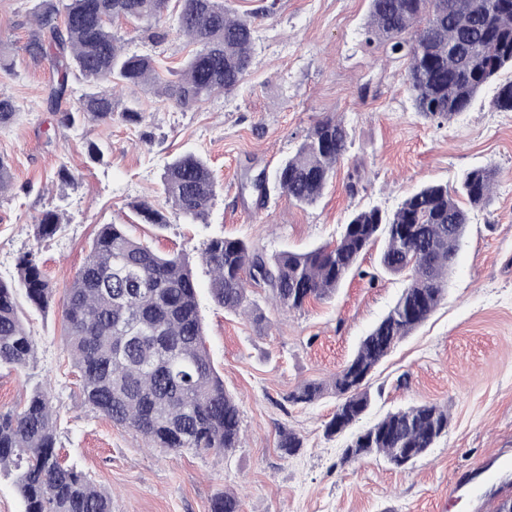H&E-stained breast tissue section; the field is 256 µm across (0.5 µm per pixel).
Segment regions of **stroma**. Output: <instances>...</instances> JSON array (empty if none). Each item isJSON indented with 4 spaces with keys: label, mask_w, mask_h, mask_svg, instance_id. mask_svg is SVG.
I'll use <instances>...</instances> for the list:
<instances>
[{
    "label": "stroma",
    "mask_w": 512,
    "mask_h": 512,
    "mask_svg": "<svg viewBox=\"0 0 512 512\" xmlns=\"http://www.w3.org/2000/svg\"><path fill=\"white\" fill-rule=\"evenodd\" d=\"M36 3L0 0V56L13 62L0 68V96L19 107L15 120L0 127V156L13 176L0 194V279L15 278L19 257L30 252L64 293L104 224L125 225L159 252L184 254L198 283L206 346L241 411V444L225 455L165 453L92 411L66 351L60 305L42 313L22 294L17 303L35 358L22 370L0 369V409L21 410L36 386L49 387L62 460L111 491L112 512H211L227 491L241 497L244 512H496L512 501V481L478 500L448 494L451 483L468 478L474 460L512 453V112L496 110L494 88L440 126L413 109L405 62L385 45L366 42L369 0H227L255 24V60L235 91L182 111L153 90H128L116 106L137 103L142 122L116 115L65 128L42 103L57 80L55 68L47 60L30 62L23 51ZM173 22L169 15L137 30L122 20L112 29L129 38V50L156 56L166 79L193 50ZM328 115L345 119L353 144L322 197L302 206L276 190L257 208L248 173L274 175ZM92 144L101 159H90ZM186 152L206 159L214 172L207 223L175 214L163 228L145 223L136 204L146 199L164 207L161 175ZM63 165L73 182L58 179ZM476 167L495 172L492 202L469 212L447 298L374 369L372 406L360 422L365 428L387 413L437 404L448 409V435L402 469L380 456L343 462L346 437L325 433L336 397L309 406L289 405L285 397L302 382L340 370L406 278L385 273L374 248L360 260L362 275L303 310L277 309L267 291L253 289L268 320L261 328L214 303L203 244L224 235L268 255L305 252L335 241L356 210L394 211L429 183L457 189L462 174ZM355 169L361 181L352 192L346 184ZM48 211L62 214L63 228L41 238L36 222ZM282 427L303 440L295 456L277 447Z\"/></svg>",
    "instance_id": "obj_1"
}]
</instances>
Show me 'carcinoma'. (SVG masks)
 I'll list each match as a JSON object with an SVG mask.
<instances>
[{
    "mask_svg": "<svg viewBox=\"0 0 512 512\" xmlns=\"http://www.w3.org/2000/svg\"><path fill=\"white\" fill-rule=\"evenodd\" d=\"M178 3L176 27L199 49L180 77L166 84L164 96L185 110L239 87L253 65L255 27L224 0ZM167 7L168 0H40L24 51L37 64L52 57L58 79L49 88V109L57 110L72 92L70 76L89 86L76 112L62 114V124H74L76 113L108 123L115 88L157 85L156 60L130 51L109 24L134 18L150 26ZM363 34L405 60L413 108L421 116L448 123L491 84L494 105L512 112V78H503L512 71V0H369ZM16 112L15 102L0 96V125L11 124ZM351 145L344 119L319 120L280 163L275 187L299 205L315 203ZM459 186L470 204L484 206L492 200L494 173L472 168ZM161 188L174 213L206 221L216 196L207 161L192 152L173 158ZM136 209L148 224H168L167 215L147 202ZM468 224V212L448 193V185L431 183L407 195L393 212L372 206L353 213L335 244L308 252L267 257L224 236L204 243L211 298L227 311L249 313L258 325L266 317L251 301L249 288L263 287L275 305L300 310L332 297L350 275H365L359 260L378 242L385 272H410L407 286L362 338L356 354L330 379L306 381L285 397L292 406L313 404L327 394L338 398L326 435L351 433L342 462L371 455L390 463L403 457L415 461L448 435V409L436 404L410 406L357 433L352 429L370 408L367 383L375 367L447 296ZM61 226L60 216L48 211L37 234L51 238ZM17 269L16 282L0 280V366L25 368L35 345L17 312L16 292L23 290L35 308L45 310L55 290L32 253L19 258ZM62 308L66 350L91 410L134 431L151 448L227 454L239 447L240 408L224 389L205 345L196 279L182 254H161L130 236L125 225L104 224L66 289ZM277 446L290 457L303 441L282 427ZM58 448V415L45 390L35 389L19 411L0 410V472L17 471L24 512H112L110 493L64 465ZM241 509L233 493L214 500L213 512Z\"/></svg>",
    "mask_w": 512,
    "mask_h": 512,
    "instance_id": "carcinoma-1",
    "label": "carcinoma"
}]
</instances>
